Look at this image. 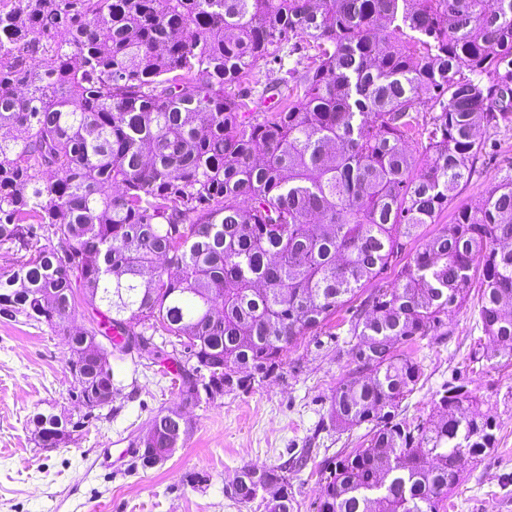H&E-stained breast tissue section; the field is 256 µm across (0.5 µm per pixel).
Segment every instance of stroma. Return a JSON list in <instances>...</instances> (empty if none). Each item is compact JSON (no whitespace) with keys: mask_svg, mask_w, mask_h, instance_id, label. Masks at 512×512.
<instances>
[{"mask_svg":"<svg viewBox=\"0 0 512 512\" xmlns=\"http://www.w3.org/2000/svg\"><path fill=\"white\" fill-rule=\"evenodd\" d=\"M479 138L486 151L459 191L460 205L512 175V128L484 129ZM477 319L472 296L446 335L400 346L423 373L400 415L427 419L442 386L463 379L479 412L495 417L498 445L467 468L448 495V512H512V368L471 362ZM350 348L343 328L334 337L306 338L249 389L185 408L191 433L184 447L148 468L133 443L153 415L180 406L162 366L113 355L112 403L89 415L73 397L63 333L0 315V512H264L261 500L243 505L227 491L246 464L287 466L297 512H315L322 472L367 440V427L336 431L327 417L333 390L353 366ZM63 411L79 423L74 442L38 447L30 417Z\"/></svg>","mask_w":512,"mask_h":512,"instance_id":"35a3bbf8","label":"stroma"}]
</instances>
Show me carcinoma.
<instances>
[{"mask_svg":"<svg viewBox=\"0 0 512 512\" xmlns=\"http://www.w3.org/2000/svg\"><path fill=\"white\" fill-rule=\"evenodd\" d=\"M262 63L288 94L246 119L240 85ZM480 126H512V0H0V314L65 332L74 354L172 363L186 408L200 368L246 389L372 285L328 410L369 439L316 512H446L498 424L451 383L438 417L398 418L422 376L398 349L447 334L475 279L479 360L512 367V176L381 281L475 173ZM87 375L84 392L107 386L92 360ZM178 413L136 447H169ZM34 417L39 447L74 440ZM234 483L242 504L294 512L282 467Z\"/></svg>","mask_w":512,"mask_h":512,"instance_id":"carcinoma-1","label":"carcinoma"}]
</instances>
